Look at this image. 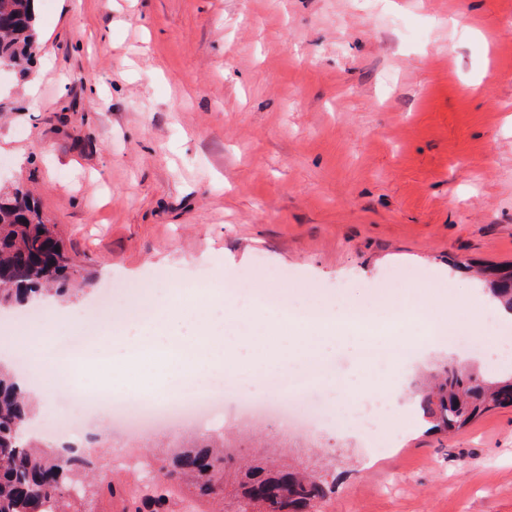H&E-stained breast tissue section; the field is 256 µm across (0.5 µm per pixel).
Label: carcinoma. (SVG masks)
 <instances>
[{"mask_svg":"<svg viewBox=\"0 0 512 512\" xmlns=\"http://www.w3.org/2000/svg\"><path fill=\"white\" fill-rule=\"evenodd\" d=\"M35 0H0V65L24 74L38 55ZM0 198V305L25 302L42 291L65 295L78 282L79 265L62 262L68 251L40 204L21 186ZM484 287L512 308V267L482 269ZM423 415L438 430L456 432L497 408L512 407V377H485L452 363L419 397ZM32 406L27 393L0 371V512H64L68 499L84 495L82 477L91 461L81 454L39 450L29 441ZM159 476L134 490L122 512H173L177 500L224 495L229 476L237 487L228 512H320L330 492L324 476L297 463L269 459L237 466L236 457L208 438L168 450Z\"/></svg>","mask_w":512,"mask_h":512,"instance_id":"carcinoma-1","label":"carcinoma"}]
</instances>
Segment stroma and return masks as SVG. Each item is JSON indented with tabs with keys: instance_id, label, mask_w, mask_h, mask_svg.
Here are the masks:
<instances>
[{
	"instance_id": "stroma-1",
	"label": "stroma",
	"mask_w": 512,
	"mask_h": 512,
	"mask_svg": "<svg viewBox=\"0 0 512 512\" xmlns=\"http://www.w3.org/2000/svg\"><path fill=\"white\" fill-rule=\"evenodd\" d=\"M39 26L29 78L0 74V189L33 190L86 281L53 332L24 328L34 351L83 359L47 344L107 292L97 332L128 335L130 286L248 271L257 298L359 303L389 271L408 292L411 269L451 312L486 305L460 266L512 263V0H40ZM358 348L329 346L336 377L382 383ZM448 360L426 355L370 432L229 414L211 429L235 455L275 445L326 473L323 512H512V407L453 435L419 411L422 374ZM87 390L59 384L33 437L91 449L115 488L88 483L78 512H120L136 473L114 458L159 464L197 428L59 429L62 396Z\"/></svg>"
}]
</instances>
